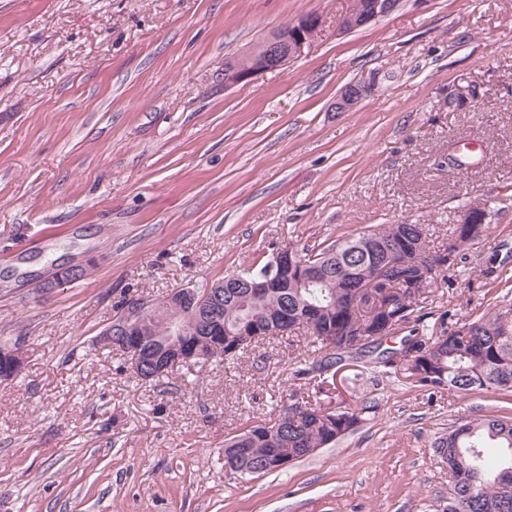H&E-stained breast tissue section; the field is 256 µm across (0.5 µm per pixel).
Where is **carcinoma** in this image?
Returning <instances> with one entry per match:
<instances>
[{
    "mask_svg": "<svg viewBox=\"0 0 512 512\" xmlns=\"http://www.w3.org/2000/svg\"><path fill=\"white\" fill-rule=\"evenodd\" d=\"M487 225L464 245L442 250L441 272L455 268L464 259L462 251L484 236ZM394 239L403 247L418 244L430 251L423 224H380L330 243L296 248L300 260L327 271L319 284L288 282L270 293L254 295L236 284L224 287V320L214 327L209 359L235 364L242 353L234 352L236 333L254 321L274 319L282 333L299 329L297 320L307 318L304 332L313 338L317 356L299 374L314 382L318 393H329L336 365L348 359H369L371 364L400 367L411 384L432 389L469 392L477 389L512 391V308L463 324L453 323L438 336H425L413 326L401 338L399 349L384 347L383 333L404 328L420 292L407 283L415 269L385 276L373 291L378 298L362 305L353 303L361 281L376 275L378 251L366 241ZM172 315L147 317L129 343L146 353L169 337ZM351 324L366 328L364 342L348 348L339 338ZM359 423L353 410H331L297 401L283 408L271 424H257L224 442L226 463L234 465L237 448H255L263 455L288 451L304 458L305 448H324L342 438ZM447 458L450 492L448 500L459 512H512V417L482 416L448 431L434 444Z\"/></svg>",
    "mask_w": 512,
    "mask_h": 512,
    "instance_id": "1",
    "label": "carcinoma"
}]
</instances>
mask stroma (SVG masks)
Masks as SVG:
<instances>
[{
  "instance_id": "stroma-1",
  "label": "stroma",
  "mask_w": 512,
  "mask_h": 512,
  "mask_svg": "<svg viewBox=\"0 0 512 512\" xmlns=\"http://www.w3.org/2000/svg\"><path fill=\"white\" fill-rule=\"evenodd\" d=\"M349 0H0V512H444L433 441L512 393L417 388L338 366L305 386V337L235 366L137 381L98 343L124 295L161 299L282 245L423 224L445 248L470 207L489 231L417 313L512 304V0H401L347 34ZM323 17L286 69L225 86L224 63ZM373 90L346 112L340 90ZM83 275L56 288L57 266ZM362 410L284 470L224 465V441L296 400Z\"/></svg>"
}]
</instances>
